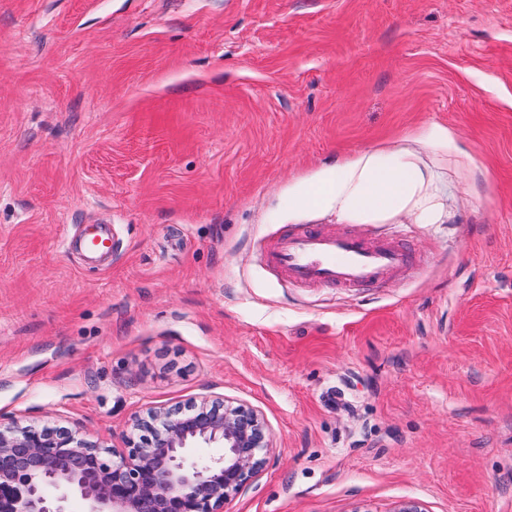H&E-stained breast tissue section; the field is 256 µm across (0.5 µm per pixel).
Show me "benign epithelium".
Listing matches in <instances>:
<instances>
[{
    "mask_svg": "<svg viewBox=\"0 0 512 512\" xmlns=\"http://www.w3.org/2000/svg\"><path fill=\"white\" fill-rule=\"evenodd\" d=\"M130 429L114 460L68 429L0 426V512H68L72 497L85 512H224L272 451L258 411L207 398L135 414ZM200 447L220 453L197 458Z\"/></svg>",
    "mask_w": 512,
    "mask_h": 512,
    "instance_id": "benign-epithelium-1",
    "label": "benign epithelium"
}]
</instances>
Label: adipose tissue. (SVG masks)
Instances as JSON below:
<instances>
[{"label":"adipose tissue","mask_w":512,"mask_h":512,"mask_svg":"<svg viewBox=\"0 0 512 512\" xmlns=\"http://www.w3.org/2000/svg\"><path fill=\"white\" fill-rule=\"evenodd\" d=\"M448 128L430 125L399 145L361 151L321 166L288 187V214L317 212L340 224H386L405 217L440 224L446 216L447 170L464 172L465 156H449Z\"/></svg>","instance_id":"adipose-tissue-1"}]
</instances>
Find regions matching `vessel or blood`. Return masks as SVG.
<instances>
[{"mask_svg": "<svg viewBox=\"0 0 512 512\" xmlns=\"http://www.w3.org/2000/svg\"><path fill=\"white\" fill-rule=\"evenodd\" d=\"M266 260L299 285L378 288L410 264L412 252L399 242H371L310 224L278 238Z\"/></svg>", "mask_w": 512, "mask_h": 512, "instance_id": "vessel-or-blood-1", "label": "vessel or blood"}]
</instances>
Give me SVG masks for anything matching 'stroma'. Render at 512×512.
<instances>
[{
    "instance_id": "35a3bbf8",
    "label": "stroma",
    "mask_w": 512,
    "mask_h": 512,
    "mask_svg": "<svg viewBox=\"0 0 512 512\" xmlns=\"http://www.w3.org/2000/svg\"><path fill=\"white\" fill-rule=\"evenodd\" d=\"M431 124L443 223L324 220L409 268H266L295 179ZM203 398L273 441L227 512H512V0H0V424Z\"/></svg>"
}]
</instances>
